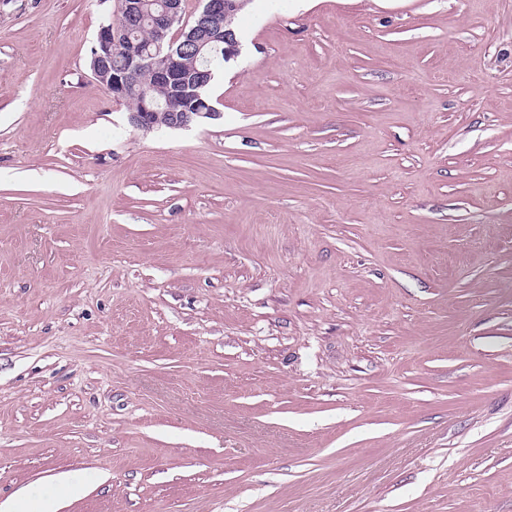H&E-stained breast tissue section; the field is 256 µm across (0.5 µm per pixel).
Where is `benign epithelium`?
Wrapping results in <instances>:
<instances>
[{"mask_svg":"<svg viewBox=\"0 0 512 512\" xmlns=\"http://www.w3.org/2000/svg\"><path fill=\"white\" fill-rule=\"evenodd\" d=\"M202 8L192 22L184 21L182 0H155L150 7L146 0H119L120 23L100 27L92 48L90 68L95 80L112 95V99L123 101L128 95L137 93L140 106L129 113L131 125L143 131L156 128L154 115L162 106L151 91L140 83V74L148 69L155 84L166 87L172 96L186 101L189 112L169 114L168 126L183 128L193 120L216 119L220 112L201 94L213 78L211 69L188 66L185 44H194L195 54L224 42L232 44L228 58L239 54V41L232 28L230 18L240 8L238 0H201ZM157 32L149 45L143 44L136 32L143 27ZM120 52L124 64L112 67V54Z\"/></svg>","mask_w":512,"mask_h":512,"instance_id":"obj_1","label":"benign epithelium"}]
</instances>
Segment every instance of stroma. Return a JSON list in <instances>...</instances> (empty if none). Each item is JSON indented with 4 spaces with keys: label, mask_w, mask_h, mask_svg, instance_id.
<instances>
[{
    "label": "stroma",
    "mask_w": 512,
    "mask_h": 512,
    "mask_svg": "<svg viewBox=\"0 0 512 512\" xmlns=\"http://www.w3.org/2000/svg\"><path fill=\"white\" fill-rule=\"evenodd\" d=\"M114 10L0 0V503L512 512V0H250L151 132Z\"/></svg>",
    "instance_id": "1"
}]
</instances>
